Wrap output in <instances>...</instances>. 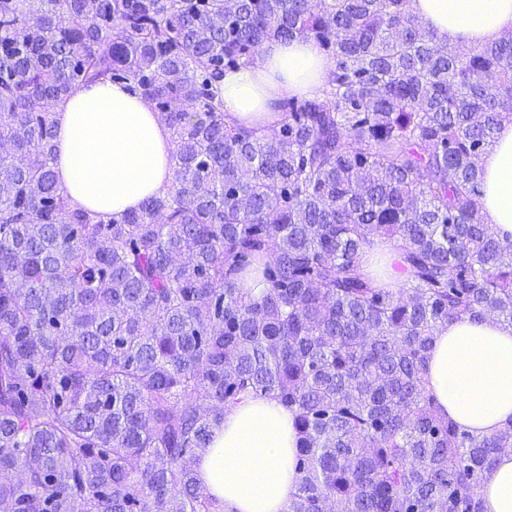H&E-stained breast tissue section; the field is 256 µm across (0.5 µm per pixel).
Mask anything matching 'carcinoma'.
<instances>
[{
  "label": "carcinoma",
  "mask_w": 512,
  "mask_h": 512,
  "mask_svg": "<svg viewBox=\"0 0 512 512\" xmlns=\"http://www.w3.org/2000/svg\"><path fill=\"white\" fill-rule=\"evenodd\" d=\"M295 38L334 60L321 94L227 123L224 71ZM104 81L171 133L120 221L54 170L55 107ZM507 119L512 34L455 50L409 0H0V512H224L195 464L257 396L295 411L287 512H485L512 423L474 436L426 375L439 328L512 325L481 215ZM375 237L404 288L364 271Z\"/></svg>",
  "instance_id": "carcinoma-1"
}]
</instances>
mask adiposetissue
<instances>
[{"label": "adipose tissue", "mask_w": 512, "mask_h": 512, "mask_svg": "<svg viewBox=\"0 0 512 512\" xmlns=\"http://www.w3.org/2000/svg\"><path fill=\"white\" fill-rule=\"evenodd\" d=\"M427 28L448 42L485 44L512 29V0H410ZM330 61L314 41L266 43L255 63L221 81L227 121L247 126L278 119L277 102L323 90ZM55 167L80 207L121 218L171 179L170 132L124 85L76 88L55 110ZM482 214L512 240V121L502 122L482 157ZM427 389L443 414L475 436L512 422V325L456 321L439 328ZM294 413L277 399L249 397L225 410L224 424L197 465L225 512H287L298 479ZM485 512H512V453L498 456L477 488Z\"/></svg>", "instance_id": "adipose-tissue-1"}]
</instances>
